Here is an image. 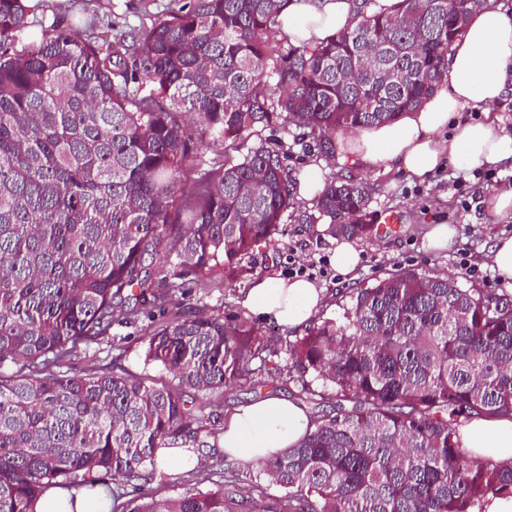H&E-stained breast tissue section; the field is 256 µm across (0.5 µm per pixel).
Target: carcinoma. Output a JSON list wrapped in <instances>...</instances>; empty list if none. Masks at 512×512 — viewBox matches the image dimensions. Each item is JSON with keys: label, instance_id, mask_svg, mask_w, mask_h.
I'll use <instances>...</instances> for the list:
<instances>
[{"label": "carcinoma", "instance_id": "obj_1", "mask_svg": "<svg viewBox=\"0 0 512 512\" xmlns=\"http://www.w3.org/2000/svg\"><path fill=\"white\" fill-rule=\"evenodd\" d=\"M483 0H403L393 16L354 0L357 21L270 62L283 0H186L151 25L80 37L59 19L21 47L45 0H0V512H34L48 490L105 489L112 512H483L512 495V463L460 448L476 415L512 414V297L446 274L400 271L348 292L342 314L286 345L238 317L176 303L183 278L241 282L246 258L298 207L284 153L257 129L330 134L396 117L448 77L449 19ZM149 85L136 95L130 85ZM240 151L199 159L204 140ZM368 193L327 184L329 232L370 236ZM155 320L154 311L165 315ZM146 314L158 384L115 357L82 375L72 357ZM297 372L331 401L302 441L260 464L279 493L236 481L160 497V448L218 447L213 405L239 384ZM139 481L127 499L122 481Z\"/></svg>", "mask_w": 512, "mask_h": 512}]
</instances>
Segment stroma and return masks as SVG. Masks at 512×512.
<instances>
[{
	"mask_svg": "<svg viewBox=\"0 0 512 512\" xmlns=\"http://www.w3.org/2000/svg\"><path fill=\"white\" fill-rule=\"evenodd\" d=\"M169 3L170 0H52L45 16L73 22L81 31L92 21L100 26L112 24L120 31L149 23L151 16L160 14ZM261 140L272 146L281 145L287 154L285 163L293 174L298 173L304 163L321 158L317 149L311 148V139L303 129L267 127L250 138L254 144ZM349 176L367 187L368 210L374 224H382L386 215L394 213L399 218V229L394 233L356 237L355 242L362 251L363 267L354 282L343 281L332 271L327 276L315 277V284L325 294L319 317L338 314L337 301L343 292L373 284L404 268L423 275L454 274L463 287L478 288L492 295H512V283L502 282L486 259L495 237L504 233L512 235V218L494 216L487 206V200L495 190L512 183V167H482L468 171L448 164L434 181L421 183L395 171L342 167L336 161H329L327 179ZM432 224L456 227L457 244L448 253L424 249L423 235ZM281 228L273 246L255 251L250 260L252 277H288L299 265L329 259L332 238L323 232L321 222L302 223L296 215L288 213ZM464 257L469 260L465 267L459 264ZM241 290L238 284L201 288L194 277L189 276L184 280L180 301L186 307L203 305L224 316L244 319L248 313L238 303ZM146 351L147 342L140 324L121 318L113 324L109 342L102 350L79 354L72 359L70 368L79 374L92 366L107 364L117 355L123 367L132 373L166 378L164 369L147 362ZM199 453L212 480L218 481L223 475L232 474L244 489L265 481L259 466L216 455L208 447L200 448Z\"/></svg>",
	"mask_w": 512,
	"mask_h": 512,
	"instance_id": "stroma-1",
	"label": "stroma"
}]
</instances>
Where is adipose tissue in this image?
Here are the masks:
<instances>
[{
    "mask_svg": "<svg viewBox=\"0 0 512 512\" xmlns=\"http://www.w3.org/2000/svg\"><path fill=\"white\" fill-rule=\"evenodd\" d=\"M295 44H316L355 23L352 0H287L277 18ZM512 91V15L495 0L472 12L448 55V77L414 108L395 119L336 139L339 165L401 170L419 181L432 177L441 159L465 168L512 162V131L497 112ZM479 118L465 117V108ZM324 292L304 278L254 279L239 302L254 318L285 327L306 324ZM311 426L307 409L280 395L239 406L225 420L218 446L225 456L259 464L296 445ZM460 446L474 461L512 459V417H477L460 429ZM36 512H107L101 495L56 489Z\"/></svg>",
    "mask_w": 512,
    "mask_h": 512,
    "instance_id": "1",
    "label": "adipose tissue"
}]
</instances>
